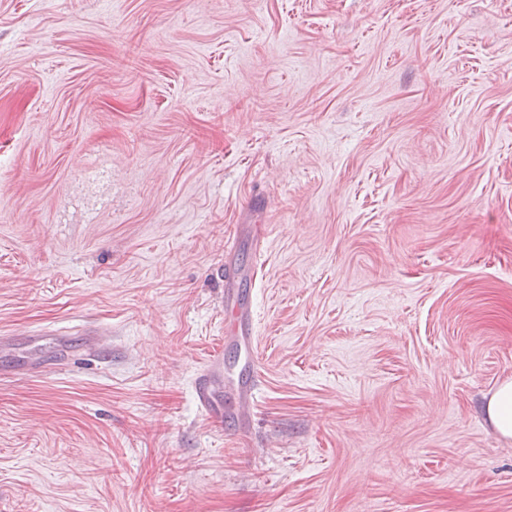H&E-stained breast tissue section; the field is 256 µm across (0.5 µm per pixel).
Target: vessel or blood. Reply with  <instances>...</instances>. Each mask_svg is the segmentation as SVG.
Masks as SVG:
<instances>
[{
	"mask_svg": "<svg viewBox=\"0 0 512 512\" xmlns=\"http://www.w3.org/2000/svg\"><path fill=\"white\" fill-rule=\"evenodd\" d=\"M224 280V335L245 352L243 369L245 375L236 380H226L223 352H216L207 361L193 381V399L199 412L215 427L234 432L246 433L250 427L252 408L259 396L258 360L252 348L255 312L240 301L234 289L240 278V267L235 260L233 243L224 245V265L220 270ZM100 332L82 328L75 331L46 329L28 336L30 346L40 348L51 345L53 351L48 357L12 356L9 373L13 376H27L56 368L76 357L96 355L99 348ZM233 394L232 407H225V394Z\"/></svg>",
	"mask_w": 512,
	"mask_h": 512,
	"instance_id": "b4317fda",
	"label": "vessel or blood"
}]
</instances>
